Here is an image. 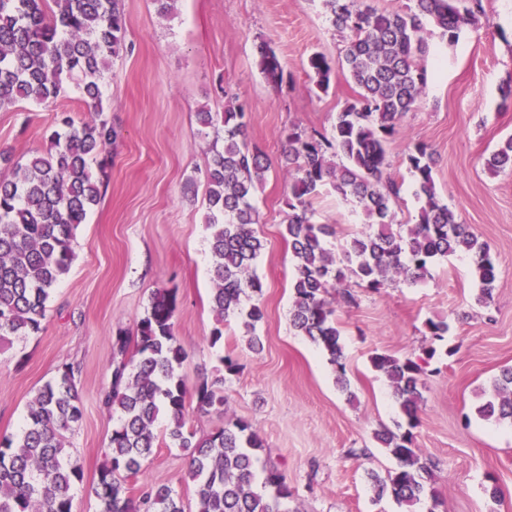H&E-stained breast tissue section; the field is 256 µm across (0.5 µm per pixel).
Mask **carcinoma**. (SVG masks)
Instances as JSON below:
<instances>
[{"instance_id":"1","label":"carcinoma","mask_w":512,"mask_h":512,"mask_svg":"<svg viewBox=\"0 0 512 512\" xmlns=\"http://www.w3.org/2000/svg\"><path fill=\"white\" fill-rule=\"evenodd\" d=\"M332 26L346 38L343 58L332 63L322 53L308 59L317 87L328 92L334 68L348 73L357 96L336 114L331 135L291 131L280 162L290 179L285 232L293 252L290 323L328 356L336 383L348 390L336 309L327 299L338 289L343 303H356L346 286L379 291L396 282L416 284L432 265L463 254L473 265L477 302L493 299L496 265L488 245L437 193L432 157L416 143L406 155L419 204L413 224H395L401 185L388 175L387 144L403 117L423 94L428 53L426 26L457 40L484 14L482 0H410L403 11H380L371 0H321ZM125 22L118 0H0V107L27 100L45 104L63 91V79L77 77V90L89 110L75 120L56 116L50 147L15 166L12 178H0V339H26L43 330L47 302L74 260L79 225L99 204L100 187L116 139L101 107V80L107 60L119 53ZM261 72L274 84L284 69L276 52L259 46ZM205 129L222 135L205 170V225L211 257L215 344L224 321L239 320L251 349L260 345L257 326L265 319L259 303L261 279L252 266L263 249L253 225L257 185L270 168L264 152L250 142L242 106L224 113H197ZM341 158L336 162L335 158ZM99 175H94L93 168ZM498 174L512 170V137L485 162ZM328 186L351 203L369 231L354 234L341 252L329 246L336 229L313 221L311 198ZM175 295L157 289L130 336L120 332L113 344L111 381L100 396L104 411L116 417L92 493L100 512H185L179 493L169 486L138 489L143 464L159 442L157 420L168 416L166 435L187 452L194 486L195 512H288L293 491L275 467H260L263 440L252 426L232 419L202 438L191 429L189 390L178 369L187 354L174 335ZM426 359L435 357L434 341L448 334V322L428 320ZM373 367L389 380L407 428L376 433L398 467L372 476L375 497H389L412 508L423 499L439 505L433 464L414 448L418 406L425 370L410 357L374 353ZM196 409L207 412L227 403L224 377L202 380L195 389ZM484 420L512 423V367L502 369L489 398L476 408ZM83 417L73 367L66 366L39 389L14 436L0 438V512H73L72 490L82 481L78 463L65 450V434Z\"/></svg>"}]
</instances>
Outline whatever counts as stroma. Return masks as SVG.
Segmentation results:
<instances>
[{"instance_id": "1", "label": "stroma", "mask_w": 512, "mask_h": 512, "mask_svg": "<svg viewBox=\"0 0 512 512\" xmlns=\"http://www.w3.org/2000/svg\"><path fill=\"white\" fill-rule=\"evenodd\" d=\"M484 15L455 43L429 36L422 64L427 86L388 144L389 172L401 186L397 222L411 221L417 204L404 162L409 146L425 143L440 196L462 223L488 243L496 261L492 301H475L478 284L470 261L451 255L419 284L398 283L336 308L349 392L320 348L290 325L293 256L284 231L290 193L280 157L290 129L330 133L337 112L353 94L343 72L328 91L308 68L316 52L337 58L345 40L328 21L320 0H177L168 15L155 0H119L125 45L102 79L103 106L118 137L101 200L76 231L70 273L53 290L41 334L0 351V436L17 434L29 402L64 365L75 369L84 415L65 446L83 471L74 488V512H97L91 493L114 421L100 394L110 381L112 343L134 333L151 293H177L175 334L188 352L179 370L188 388L203 376L224 378L223 411L192 412L205 436L231 419L249 422L264 442L263 458L293 489L290 512H403L392 499H375L370 473L386 474L397 461L375 434L396 429L402 417L386 378L370 361L377 352L421 356L427 320L451 327L426 368V387L414 430L415 446L434 465L437 509L416 512H512V425L480 419L481 391L512 366V173L489 175L485 160L512 136V0H483ZM269 44L288 75L275 87L261 74L257 47ZM237 94L250 138L271 167L254 193L257 230L264 248L254 270L264 284L263 347L248 348L241 325L228 321L211 344L210 258L205 228L204 171L215 137L196 114L223 111L225 92ZM60 112L75 119L87 107L74 89L36 106L0 108V151L14 163L49 145ZM314 220L332 224L335 248L362 224L353 207L327 188L312 199ZM237 358L226 373L219 358ZM189 458L159 446L139 485L173 487L194 512ZM504 495L490 496L492 485Z\"/></svg>"}]
</instances>
